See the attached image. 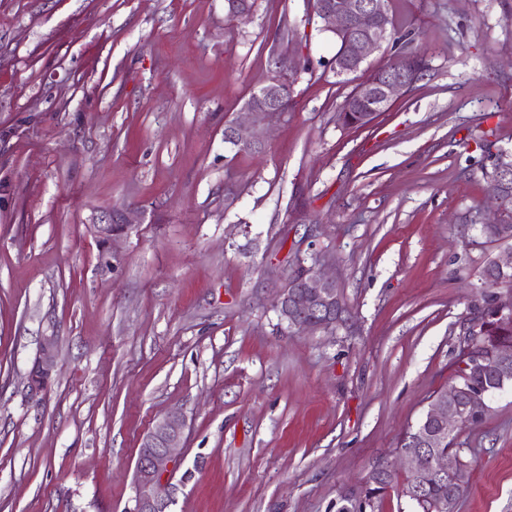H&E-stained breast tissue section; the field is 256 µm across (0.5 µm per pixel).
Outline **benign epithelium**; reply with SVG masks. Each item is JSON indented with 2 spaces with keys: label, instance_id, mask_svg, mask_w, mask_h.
<instances>
[{
  "label": "benign epithelium",
  "instance_id": "7a95c632",
  "mask_svg": "<svg viewBox=\"0 0 512 512\" xmlns=\"http://www.w3.org/2000/svg\"><path fill=\"white\" fill-rule=\"evenodd\" d=\"M314 15L323 23V29L342 40V49L331 62L336 74L348 75L360 69L374 50L391 36L385 0H321ZM427 65L423 56L400 58L393 70L374 72L356 87L353 98L366 108L358 111L357 119L350 116L351 107L343 109L340 119L351 126H369L398 96L405 94L415 83L421 68ZM279 76L245 102L246 119L233 121L224 128V143L231 148H260L263 134L271 122L282 117L287 108L289 80L297 72L296 62L289 55L278 61ZM493 173L488 177L491 191V209L482 214V223L498 228L501 242L512 240V212L505 206V194L512 180V153H492ZM133 226L130 216L123 214L116 224H99L97 233L103 239L127 234ZM494 278L506 281L512 277V250L507 257L491 263ZM495 318L512 315V291L497 293L492 299ZM275 310L281 322L288 327L310 333L333 329L346 323V306L336 280L314 267H302L296 286L280 290ZM459 365L465 369L481 367V357L471 342L463 339L460 345ZM55 366V342L45 339L39 358L28 374L31 391L40 393L50 384ZM499 381L483 384L465 391L457 385L437 393L415 427L403 438L393 460H376L364 480L388 479L396 473L409 472L415 483L407 495L423 501L433 482L457 480L462 470L461 458L452 450H443L448 439L460 426V409L482 412L486 401L509 388L512 377V350L501 347L497 364ZM184 416L178 411L162 415L144 436L139 448L134 473L133 512H167L169 499L163 494L162 476L168 471L175 448L179 446L184 430Z\"/></svg>",
  "mask_w": 512,
  "mask_h": 512
}]
</instances>
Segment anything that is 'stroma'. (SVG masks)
<instances>
[{"mask_svg":"<svg viewBox=\"0 0 512 512\" xmlns=\"http://www.w3.org/2000/svg\"><path fill=\"white\" fill-rule=\"evenodd\" d=\"M389 8L397 40L343 78L309 0L238 20L225 0H0V512H131L141 439L172 409L169 512H336L452 385L507 250L479 232L476 144L512 152V0ZM414 51L410 91L343 127L352 89ZM277 52L304 65L291 112L228 147ZM299 264L335 277L345 326L280 322ZM488 405L457 438L458 512H512V388ZM55 366V342L49 336L45 339L39 358L28 374V383L32 392L45 391L50 384L52 369Z\"/></svg>","mask_w":512,"mask_h":512,"instance_id":"obj_1","label":"stroma"}]
</instances>
